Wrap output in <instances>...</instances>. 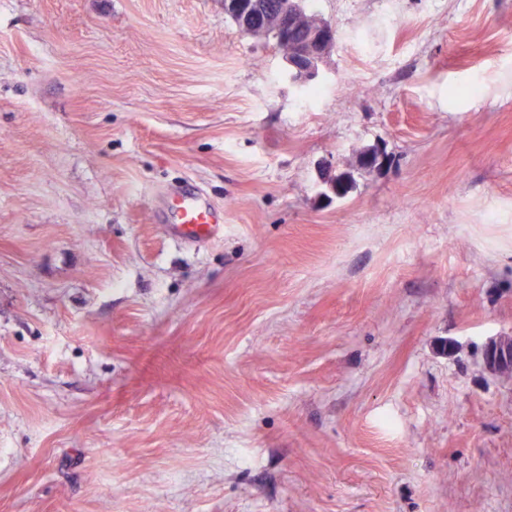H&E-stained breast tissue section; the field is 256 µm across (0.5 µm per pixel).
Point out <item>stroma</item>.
<instances>
[{
	"mask_svg": "<svg viewBox=\"0 0 512 512\" xmlns=\"http://www.w3.org/2000/svg\"><path fill=\"white\" fill-rule=\"evenodd\" d=\"M309 10L0 0V512H512V0ZM261 0H224V13L240 15L242 32L255 38H266L269 30L277 35L280 42L288 49L289 37L293 36L294 18L288 9L282 8L270 12L267 4ZM267 14H269L267 16ZM280 46L278 39L273 36ZM336 44L335 29L326 22L316 21L309 32L307 47L300 53V57H285L288 73L299 80L317 78L320 74L319 66L330 55ZM172 224L169 228L178 239L195 241L217 235L220 224L205 197L198 193H173ZM486 365L497 372L512 371V339L509 337L500 338L486 346Z\"/></svg>",
	"mask_w": 512,
	"mask_h": 512,
	"instance_id": "35a3bbf8",
	"label": "stroma"
}]
</instances>
